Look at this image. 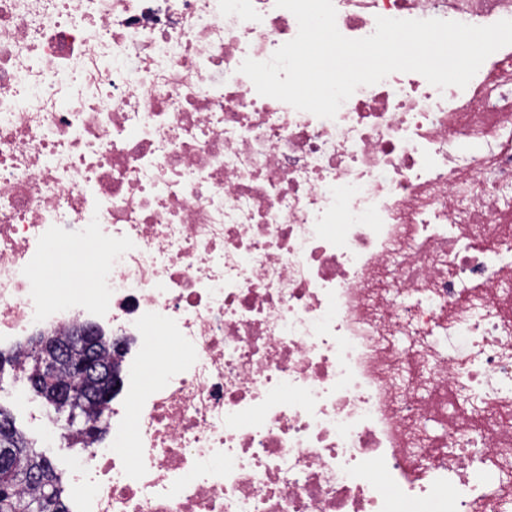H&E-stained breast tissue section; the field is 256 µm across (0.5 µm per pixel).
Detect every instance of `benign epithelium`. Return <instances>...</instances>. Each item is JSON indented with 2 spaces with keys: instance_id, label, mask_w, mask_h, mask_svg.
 <instances>
[{
  "instance_id": "obj_1",
  "label": "benign epithelium",
  "mask_w": 512,
  "mask_h": 512,
  "mask_svg": "<svg viewBox=\"0 0 512 512\" xmlns=\"http://www.w3.org/2000/svg\"><path fill=\"white\" fill-rule=\"evenodd\" d=\"M104 348L121 352L120 343L98 336L86 327L72 329L65 338L42 336L35 343L27 381L49 393L47 403L66 415L60 428L67 436L95 431L101 421L100 411L119 387V365L103 358ZM61 368L68 369L72 379L56 380ZM79 416L83 418V428L74 432L72 428Z\"/></svg>"
}]
</instances>
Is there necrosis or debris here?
Segmentation results:
<instances>
[{
  "label": "necrosis or debris",
  "instance_id": "1",
  "mask_svg": "<svg viewBox=\"0 0 512 512\" xmlns=\"http://www.w3.org/2000/svg\"><path fill=\"white\" fill-rule=\"evenodd\" d=\"M333 4L351 39L512 19ZM297 33L275 0H0V353L123 343L68 512H512V45L326 119L239 71ZM91 249L89 246L76 244L70 248L61 251L54 261L53 267L45 273L50 279L62 277L65 273L75 275L77 270L74 267V258L77 255L90 256Z\"/></svg>",
  "mask_w": 512,
  "mask_h": 512
}]
</instances>
